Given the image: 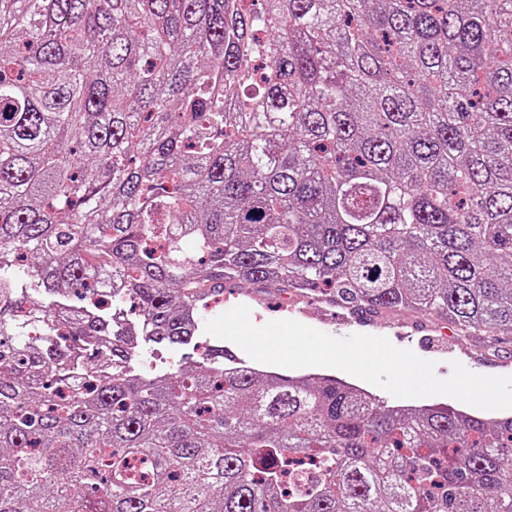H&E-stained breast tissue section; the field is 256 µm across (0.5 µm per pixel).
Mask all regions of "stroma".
Masks as SVG:
<instances>
[{
	"label": "stroma",
	"mask_w": 512,
	"mask_h": 512,
	"mask_svg": "<svg viewBox=\"0 0 512 512\" xmlns=\"http://www.w3.org/2000/svg\"><path fill=\"white\" fill-rule=\"evenodd\" d=\"M244 304L251 320L261 325L270 320L292 319L335 337L373 334L387 337L396 347L413 350L420 357L436 361V373L447 377L450 361L483 375H512V336H467L450 324L422 317L411 311L362 313L334 304L329 298L299 295L260 285L228 288L219 310H201V321L216 318L218 312ZM186 351L141 344L131 362L135 372L148 375L176 370Z\"/></svg>",
	"instance_id": "obj_1"
}]
</instances>
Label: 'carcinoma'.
Wrapping results in <instances>:
<instances>
[{
    "instance_id": "carcinoma-1",
    "label": "carcinoma",
    "mask_w": 512,
    "mask_h": 512,
    "mask_svg": "<svg viewBox=\"0 0 512 512\" xmlns=\"http://www.w3.org/2000/svg\"><path fill=\"white\" fill-rule=\"evenodd\" d=\"M244 283L512 335V0H0V512H512V415L128 370Z\"/></svg>"
}]
</instances>
